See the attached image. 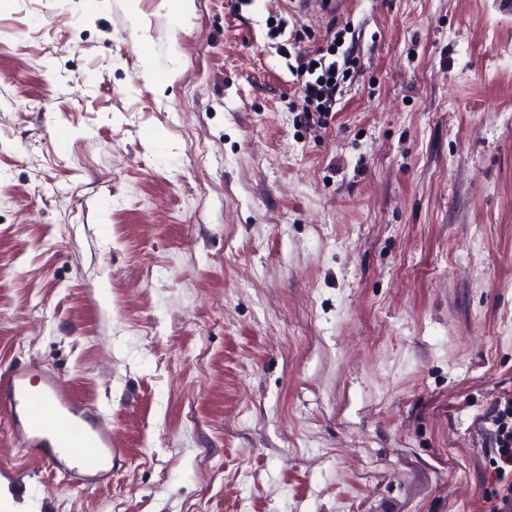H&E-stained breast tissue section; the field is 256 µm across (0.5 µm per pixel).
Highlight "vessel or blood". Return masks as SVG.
<instances>
[{
	"label": "vessel or blood",
	"mask_w": 512,
	"mask_h": 512,
	"mask_svg": "<svg viewBox=\"0 0 512 512\" xmlns=\"http://www.w3.org/2000/svg\"><path fill=\"white\" fill-rule=\"evenodd\" d=\"M32 374L14 369L0 377V409L8 430L28 456L77 486H98L108 476L103 464L112 456V434L77 398L70 383L45 374L32 388Z\"/></svg>",
	"instance_id": "1"
}]
</instances>
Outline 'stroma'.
<instances>
[{
  "label": "stroma",
  "instance_id": "1",
  "mask_svg": "<svg viewBox=\"0 0 512 512\" xmlns=\"http://www.w3.org/2000/svg\"><path fill=\"white\" fill-rule=\"evenodd\" d=\"M0 0V375L112 429L37 512H490L512 0ZM350 24L326 127L295 55Z\"/></svg>",
  "mask_w": 512,
  "mask_h": 512
}]
</instances>
